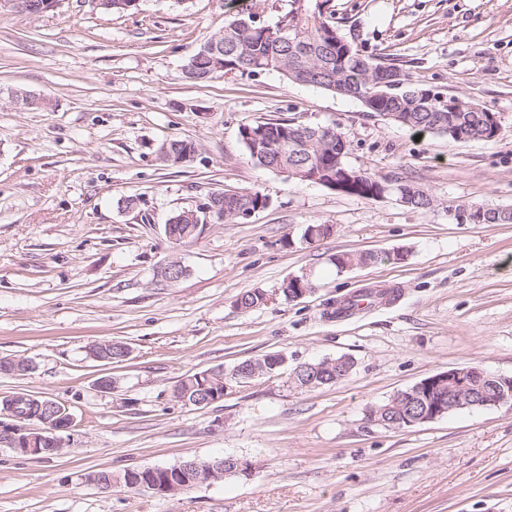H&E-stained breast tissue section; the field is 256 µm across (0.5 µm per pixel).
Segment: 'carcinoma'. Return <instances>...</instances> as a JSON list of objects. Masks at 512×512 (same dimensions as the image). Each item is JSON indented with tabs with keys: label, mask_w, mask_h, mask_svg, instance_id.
I'll use <instances>...</instances> for the list:
<instances>
[{
	"label": "carcinoma",
	"mask_w": 512,
	"mask_h": 512,
	"mask_svg": "<svg viewBox=\"0 0 512 512\" xmlns=\"http://www.w3.org/2000/svg\"><path fill=\"white\" fill-rule=\"evenodd\" d=\"M288 8L269 24L255 20V13L243 14L224 24V28L210 34L199 49L188 59L185 78L194 84H205L217 75L239 73L258 75L277 72L286 79L332 93L360 99L375 85L383 82L387 75L397 73L403 86L388 97H373L364 107L369 112L392 113V122L415 132L444 134L455 142L468 140L491 141L494 139V114L485 108L460 105L456 96L443 97L431 90L413 86L408 76L394 65L376 63L369 56L359 53L340 34L328 11L330 0H287ZM252 137L246 138L245 131ZM250 159L259 167L276 170L288 178L320 186L329 183L341 184L342 192L369 198L383 187L405 190L412 197L411 208L430 210L435 205L433 196L419 185L402 180L387 179L376 173L347 164L336 166V143L344 140L336 128L323 125H298L291 122H265L244 127L240 133ZM173 158L169 165H184L191 162L198 150L195 141L172 139L163 145ZM356 173L346 178L342 170ZM266 195L258 190L234 191L227 201L207 197L206 205L212 208L210 221L222 222L238 219L240 214L265 206ZM185 211L173 215L166 236L180 244L189 243L200 235L195 224L184 217ZM406 252L397 248L391 252L340 251L331 257V262L340 272L350 263H376L388 261L399 263ZM387 296V292L364 289L344 299L327 313L329 317H345L361 302L369 304ZM272 295L262 290L242 293L237 305L248 311L266 305ZM245 376L234 377L217 370H203L186 375L176 386V398L193 401L203 393H224L225 384L240 382ZM49 398L32 396L22 406L21 414L27 423L42 418ZM88 479L112 481L124 487L150 482L152 474L147 467L127 468L121 472L97 470L88 474Z\"/></svg>",
	"instance_id": "obj_1"
}]
</instances>
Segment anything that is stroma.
<instances>
[{
  "instance_id": "1",
  "label": "stroma",
  "mask_w": 512,
  "mask_h": 512,
  "mask_svg": "<svg viewBox=\"0 0 512 512\" xmlns=\"http://www.w3.org/2000/svg\"><path fill=\"white\" fill-rule=\"evenodd\" d=\"M271 22L286 0H139L109 14L58 0L38 16L0 12V399L17 392L66 404L73 427L47 460L0 443V512H512V407L462 410L395 430L370 407L419 380L473 364L512 376V223L459 224L461 205L512 208V0H330L363 55L399 66L414 86L495 112L496 140L416 135L357 100L270 72L188 82L183 67L243 6ZM23 88L50 97L16 106ZM270 120L330 125L347 161L411 180L432 210L365 199L257 167L243 127ZM198 145L162 162L169 139ZM259 190L266 208L211 222L175 244L174 213L215 191ZM138 200L127 210L118 202ZM310 224H331L308 242ZM407 250L405 261L337 271L339 251ZM178 261L169 285L158 268ZM303 275L314 290L276 291ZM363 288L396 300L349 318L337 301ZM273 301L244 311L237 297ZM125 344L124 361L88 357ZM283 352L290 365L341 355L342 383L295 388L287 371L233 383L205 408L177 401L185 375ZM112 381L109 391L99 379ZM252 461L175 496L108 490L94 470L167 467L189 458ZM166 149L167 153H172V159H164L163 161L169 165H184L191 162L198 150L195 141L189 139H172L162 147V153Z\"/></svg>"
}]
</instances>
